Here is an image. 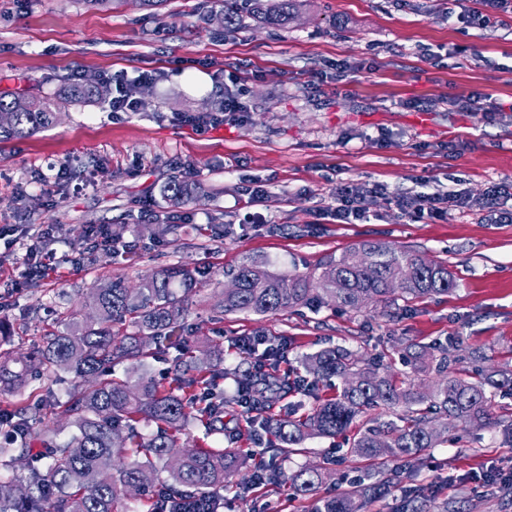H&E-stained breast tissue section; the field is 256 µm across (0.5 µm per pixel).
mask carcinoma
Segmentation results:
<instances>
[{"instance_id": "1", "label": "carcinoma", "mask_w": 512, "mask_h": 512, "mask_svg": "<svg viewBox=\"0 0 512 512\" xmlns=\"http://www.w3.org/2000/svg\"><path fill=\"white\" fill-rule=\"evenodd\" d=\"M299 7V0H224V20L234 24L249 16L269 25H285ZM109 88L94 76L73 85L64 103L105 100ZM60 109L57 100L39 94L0 95V113L13 114V122L0 126V141L32 135L52 125ZM163 197L178 206L190 202L194 188L174 178L162 188ZM238 288L223 294L224 314H274L300 305H328L360 310L387 303L399 293L406 300L452 292L456 281L448 266L429 263L411 249H397L368 241L322 264L320 287L304 273L276 274L256 262L243 264L232 273ZM195 272L170 266L130 287L109 280L90 292L87 305L93 315L81 332L54 334L45 344L21 359L0 360V387L19 388L34 377L53 380L63 373L80 379V385L59 403L49 399L44 407L59 411L73 428L68 440H57L56 430L40 434L41 449L33 453L29 439L37 412L29 406L0 411V426L10 432L14 447L0 448V467L13 468L29 460H46L43 468H31L26 485L16 493H0V512H117L129 488L146 497V512H178L210 492L224 490L229 477L241 465L233 448H182L176 433L191 422L215 428L224 416L221 395L204 406L174 393L212 387L218 378L214 365L175 358L172 383L165 387L150 380L131 383L102 377V370L127 362L131 371L141 370L161 347L182 344L184 304L196 288ZM134 319L137 331L124 333L117 326ZM403 363L414 375L435 372L439 380L424 393L412 383L399 382L382 361L356 358L346 348L320 350L304 358L307 371L316 379L339 381L336 395L315 405L299 419L259 415L255 421L274 435L284 448L272 456L295 454L297 445L310 436L345 433L357 418L378 412L372 424L359 430L350 455L380 464L378 477H361L349 490L319 496V473L301 467L286 475L269 471L289 482L298 495L313 498L312 512H361L366 505L385 499L396 487L397 463L419 460L427 448H435L450 432L475 422L499 425L508 408L496 403L499 392L512 395V373L491 371L480 379L449 368V347L411 343L403 350ZM277 390L305 394L308 381L296 377L279 383ZM157 425L143 437L141 421ZM424 499L416 490L404 495L396 512H424Z\"/></svg>"}]
</instances>
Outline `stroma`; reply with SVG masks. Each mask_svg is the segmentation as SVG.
<instances>
[{
    "mask_svg": "<svg viewBox=\"0 0 512 512\" xmlns=\"http://www.w3.org/2000/svg\"><path fill=\"white\" fill-rule=\"evenodd\" d=\"M448 0H301L285 28L252 19L219 24L224 0H167L157 10L140 0L104 11L78 0H0V93L55 96L81 76L123 74L142 103L136 112H111L108 102L65 105L50 127L0 143V320L10 337L0 353L21 355L65 330L68 310L88 316L84 297L111 279L135 286L170 265L203 270L185 316L187 340L204 362L240 369L235 337L280 339L288 360L278 377L304 370L299 356L342 346L358 358L392 361L407 344H452L462 362L481 352L486 368L512 370V222L488 223L479 206L442 218L410 221L377 195L367 222L339 224L324 213L338 181L379 182L429 190H464L481 198L512 181V14L482 0H463L473 16H448ZM351 82L335 80L337 65ZM151 73L153 81L142 80ZM241 73L251 119L242 126L190 124L214 113L222 81ZM319 88H310L312 75ZM481 95L485 112H457L449 102ZM69 169L66 182L41 186L49 165ZM199 186L197 200L180 207L175 238L151 234L152 214L171 177ZM255 181L272 193L248 224L239 193ZM50 225L45 251L57 266L23 281L29 227ZM108 224L122 251L76 245L85 229ZM224 227L214 237L211 225ZM384 241L447 265L456 288L413 304L396 301L358 311L328 307L284 309L273 315H225L216 305L229 273L246 261L276 273L319 275L320 267L364 241ZM69 374L55 383L32 381L0 392V410L39 407L66 399ZM186 448L234 445L244 465L224 495V512H310L312 501L287 484L255 489L251 475L268 454L251 455V429L236 405L224 408V428L189 425ZM349 439L311 437L282 471L320 468V495L345 490V478L371 471L348 454ZM512 476V443L500 427L470 425L447 443L402 466L401 485L422 486L450 512H512V494L490 483Z\"/></svg>",
    "mask_w": 512,
    "mask_h": 512,
    "instance_id": "obj_1",
    "label": "stroma"
}]
</instances>
